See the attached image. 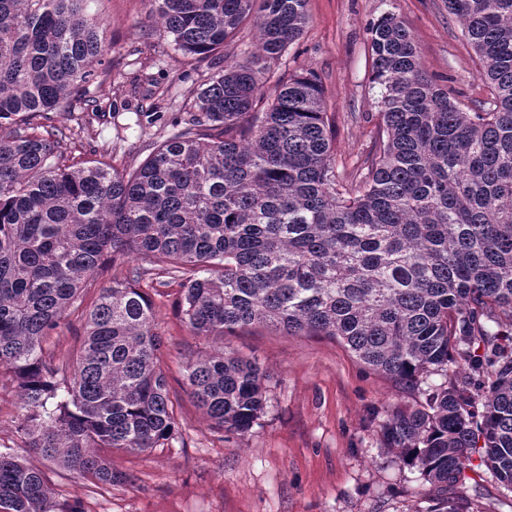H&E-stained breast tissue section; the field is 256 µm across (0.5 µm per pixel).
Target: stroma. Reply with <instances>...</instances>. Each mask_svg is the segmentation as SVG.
<instances>
[{
  "mask_svg": "<svg viewBox=\"0 0 512 512\" xmlns=\"http://www.w3.org/2000/svg\"><path fill=\"white\" fill-rule=\"evenodd\" d=\"M152 0H87L86 12L102 25L112 52L100 76L84 86L96 111L64 101L49 123L64 129L56 146L66 164L101 160L133 170L166 140L183 118L190 89L243 61L256 37L244 25L218 57H191L160 34ZM309 22L300 39L273 65L264 85L294 73L317 76L326 110L336 122V169L350 178L378 135V92L371 84L367 27L395 13L412 34L426 72L447 86L465 111L491 98L479 79L475 54L444 0H308ZM136 266L153 303L163 340L178 432L169 447L133 456L112 452L113 470L129 482L102 489L30 453L44 471L58 512H429L431 491L417 471L384 448L379 425L397 409L424 405L440 376L405 384L370 370L343 345L325 336H288L249 326L225 341L194 335L177 314L179 286L153 274L149 257L132 256L105 267L83 293L90 309L100 287ZM227 349L257 361L266 372L267 407L246 433L215 429L190 394L186 367L197 357ZM22 415L17 383L0 370V448H18ZM455 494L480 501L484 512H512V491L471 455Z\"/></svg>",
  "mask_w": 512,
  "mask_h": 512,
  "instance_id": "1",
  "label": "stroma"
}]
</instances>
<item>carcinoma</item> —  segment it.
I'll return each instance as SVG.
<instances>
[{"mask_svg": "<svg viewBox=\"0 0 512 512\" xmlns=\"http://www.w3.org/2000/svg\"><path fill=\"white\" fill-rule=\"evenodd\" d=\"M86 0H0V120L55 112L112 51ZM159 31L187 56L224 51L249 20L258 44L189 91L188 118L136 170L66 166L62 129L0 137V368L17 382L23 448L101 488L125 479L101 448H163L176 420L160 366L153 305L133 268L99 289L74 359L45 345L108 261L145 255L179 281L178 310L198 336L251 325L339 340L370 369L430 388L396 411L383 446L416 468L429 512L468 452L512 490V0H446L491 88L467 112L424 70L393 13L368 26L381 125L360 172L336 175L334 129L318 80L265 75L308 23L307 0H154ZM266 377L226 351L186 369L191 395L226 432L265 413ZM481 398L482 411L474 410ZM0 512H55L44 473L0 449Z\"/></svg>", "mask_w": 512, "mask_h": 512, "instance_id": "cac0c4a2", "label": "carcinoma"}]
</instances>
